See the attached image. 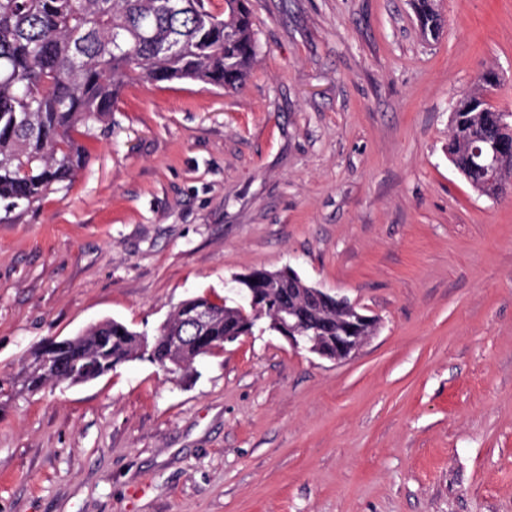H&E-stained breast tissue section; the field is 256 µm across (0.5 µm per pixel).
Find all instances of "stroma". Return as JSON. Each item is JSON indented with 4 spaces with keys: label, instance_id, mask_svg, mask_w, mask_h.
<instances>
[{
    "label": "stroma",
    "instance_id": "stroma-1",
    "mask_svg": "<svg viewBox=\"0 0 512 512\" xmlns=\"http://www.w3.org/2000/svg\"><path fill=\"white\" fill-rule=\"evenodd\" d=\"M245 83L125 87L71 186L0 201V512H512V193L448 159L512 0H249ZM292 267L380 325L320 358L256 327L186 372L20 390L43 342ZM412 7L423 34L433 39L439 38L442 22L435 8V0H412Z\"/></svg>",
    "mask_w": 512,
    "mask_h": 512
}]
</instances>
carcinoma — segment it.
Here are the masks:
<instances>
[{"label":"carcinoma","mask_w":512,"mask_h":512,"mask_svg":"<svg viewBox=\"0 0 512 512\" xmlns=\"http://www.w3.org/2000/svg\"><path fill=\"white\" fill-rule=\"evenodd\" d=\"M239 2L215 16L204 0H0V200L28 208L71 182L88 159L76 135L108 122L130 83L242 86L258 47L245 0ZM412 7L423 34L439 38L435 0H412ZM497 83L492 71L478 76L457 102L448 139L449 160L485 196L494 189L477 173L471 146L501 139L504 112L487 99ZM499 177L512 179V143L501 153ZM235 283L260 290L262 307L244 317L196 296L182 301L153 335L106 320L54 341L45 356L35 350L20 385L35 392L49 381L87 382L136 356L169 371L186 369L225 341L252 333L261 319L278 331L277 317L289 313L303 322L305 335L323 343L336 335V320L353 310L322 301L296 273ZM206 305L216 313L195 332L188 316ZM177 333L192 340L175 349L170 337Z\"/></svg>","instance_id":"carcinoma-1"}]
</instances>
